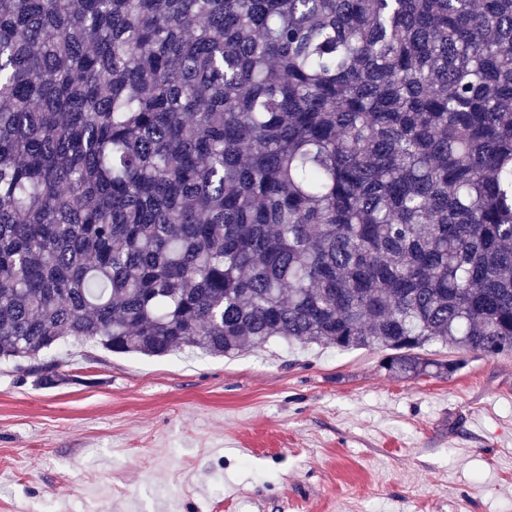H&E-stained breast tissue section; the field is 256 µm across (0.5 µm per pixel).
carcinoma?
Listing matches in <instances>:
<instances>
[{"label":"carcinoma","instance_id":"obj_1","mask_svg":"<svg viewBox=\"0 0 512 512\" xmlns=\"http://www.w3.org/2000/svg\"><path fill=\"white\" fill-rule=\"evenodd\" d=\"M512 353V0H0V361Z\"/></svg>","mask_w":512,"mask_h":512}]
</instances>
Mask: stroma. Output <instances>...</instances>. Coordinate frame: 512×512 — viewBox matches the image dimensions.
<instances>
[{"instance_id": "obj_1", "label": "stroma", "mask_w": 512, "mask_h": 512, "mask_svg": "<svg viewBox=\"0 0 512 512\" xmlns=\"http://www.w3.org/2000/svg\"><path fill=\"white\" fill-rule=\"evenodd\" d=\"M0 364V512H512V355L399 381L375 349Z\"/></svg>"}]
</instances>
